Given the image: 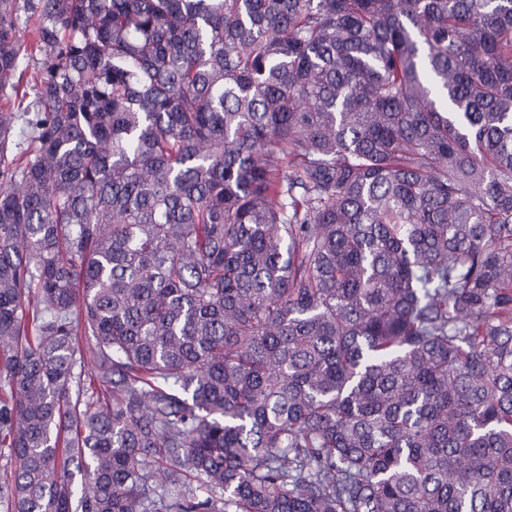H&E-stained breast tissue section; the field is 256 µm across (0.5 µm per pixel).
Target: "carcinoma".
Returning <instances> with one entry per match:
<instances>
[{
  "label": "carcinoma",
  "mask_w": 512,
  "mask_h": 512,
  "mask_svg": "<svg viewBox=\"0 0 512 512\" xmlns=\"http://www.w3.org/2000/svg\"><path fill=\"white\" fill-rule=\"evenodd\" d=\"M0 447V512H512V0H0Z\"/></svg>",
  "instance_id": "obj_1"
}]
</instances>
